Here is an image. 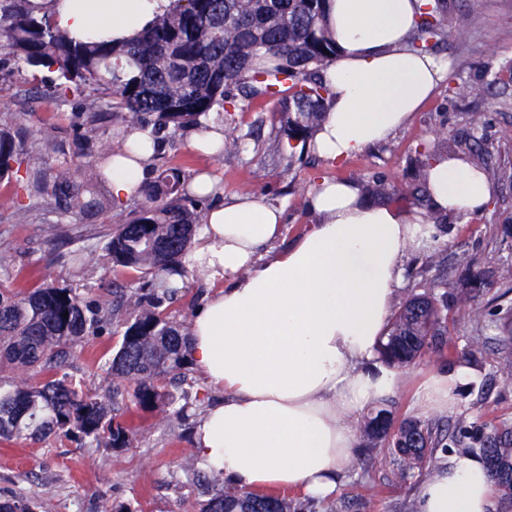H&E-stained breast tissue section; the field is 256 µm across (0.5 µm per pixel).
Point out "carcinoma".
Instances as JSON below:
<instances>
[{
    "mask_svg": "<svg viewBox=\"0 0 512 512\" xmlns=\"http://www.w3.org/2000/svg\"><path fill=\"white\" fill-rule=\"evenodd\" d=\"M447 0H426L419 8L408 47L432 52L447 38ZM469 15L459 13L454 35L470 37ZM0 73L23 65L42 74L49 97L77 99L83 125L106 136L97 144L82 137L78 151L63 155L50 170L34 162L26 140L0 123V180L23 184L33 206L56 215L47 222L62 231L70 220L90 221L112 208L107 159L127 155V134L137 129V149L174 145L188 129L206 130L216 116L253 102L277 103L279 125L271 126L280 159L290 168L310 147L333 99L326 79L337 44L326 19V0H170L135 37L114 40L99 31L77 38L60 28L34 0H0ZM266 125L259 117L240 135L224 137L217 153H239ZM116 140L115 149L108 141ZM453 153L448 135L416 151L409 174L358 183L378 200H408L429 207V170L440 154ZM137 194L144 201L115 225L107 244L112 264L140 274L143 285L115 292L106 304L75 288L48 281L25 288L0 287V439L39 440L52 434L88 439L114 450L129 446L137 425L124 416L159 412L158 424L183 414L174 389L186 381L190 324L171 318L167 305L182 287L183 274L200 226L199 205L218 194H197L177 168L153 169ZM459 279L467 288L448 289L445 269L436 268L423 291L408 294L392 313L380 360L405 369L426 353L456 344L451 332L462 320L490 323L494 338L469 342L464 358L482 362L486 345L500 355L497 373L512 383V303L487 308L479 288L512 282V269L494 261L473 272L460 260ZM68 318H63V313ZM114 326L122 340L109 362L110 381L102 393L78 389L66 372L75 348ZM363 451L383 450L392 458L394 480L407 482L444 460L448 452L480 455L496 489L494 512L512 506V418L471 419L460 415L446 425L421 418L395 421L391 400L358 421ZM28 497L0 500V512H36ZM286 497L226 494L214 489L202 512H300Z\"/></svg>",
    "mask_w": 512,
    "mask_h": 512,
    "instance_id": "carcinoma-1",
    "label": "carcinoma"
}]
</instances>
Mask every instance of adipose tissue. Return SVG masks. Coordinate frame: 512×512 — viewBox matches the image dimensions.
Listing matches in <instances>:
<instances>
[{
	"mask_svg": "<svg viewBox=\"0 0 512 512\" xmlns=\"http://www.w3.org/2000/svg\"><path fill=\"white\" fill-rule=\"evenodd\" d=\"M422 0H329L339 47L326 71L334 94L315 136L321 157L339 161L388 140L418 112L446 66L409 51ZM168 0H61L57 24L80 37L92 28L136 36ZM149 152L112 160L109 189L126 200L148 172ZM430 209L375 205L356 183L323 180L308 194L314 218L287 250L264 248L284 228L283 211L255 194L212 209L192 267L225 280L198 310L189 355L223 396L201 420L193 455L231 491H296L320 500L360 455L357 415L395 388L378 348L405 261L430 246V211L476 214L492 202L488 176L463 156L432 163ZM467 366L435 374L423 409L454 405ZM484 461L451 453L424 479L418 512H492Z\"/></svg>",
	"mask_w": 512,
	"mask_h": 512,
	"instance_id": "obj_1",
	"label": "adipose tissue"
}]
</instances>
